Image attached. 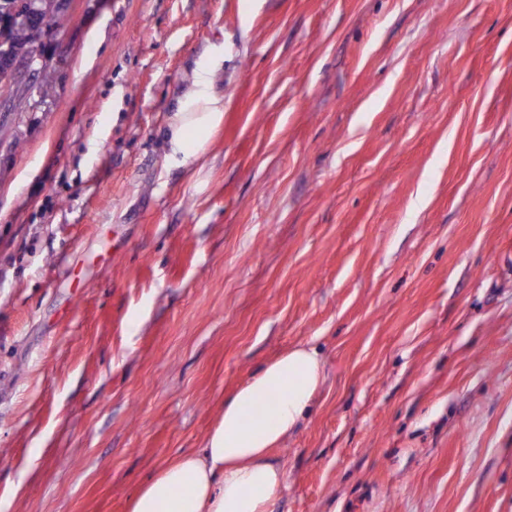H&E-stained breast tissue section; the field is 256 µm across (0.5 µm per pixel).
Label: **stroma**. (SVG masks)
<instances>
[{
    "label": "stroma",
    "instance_id": "obj_1",
    "mask_svg": "<svg viewBox=\"0 0 512 512\" xmlns=\"http://www.w3.org/2000/svg\"><path fill=\"white\" fill-rule=\"evenodd\" d=\"M224 123L161 134L201 57ZM0 109V512H128L307 343L275 512H512V0H81Z\"/></svg>",
    "mask_w": 512,
    "mask_h": 512
}]
</instances>
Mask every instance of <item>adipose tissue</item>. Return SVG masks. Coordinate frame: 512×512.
I'll return each instance as SVG.
<instances>
[{
	"label": "adipose tissue",
	"instance_id": "ef3b65f1",
	"mask_svg": "<svg viewBox=\"0 0 512 512\" xmlns=\"http://www.w3.org/2000/svg\"><path fill=\"white\" fill-rule=\"evenodd\" d=\"M214 62L200 63L165 132L167 159H203L224 120L212 89ZM324 382L317 351L300 344L267 363L224 403L204 447L177 455L135 494L129 512H274L286 482L272 448L294 432Z\"/></svg>",
	"mask_w": 512,
	"mask_h": 512
}]
</instances>
